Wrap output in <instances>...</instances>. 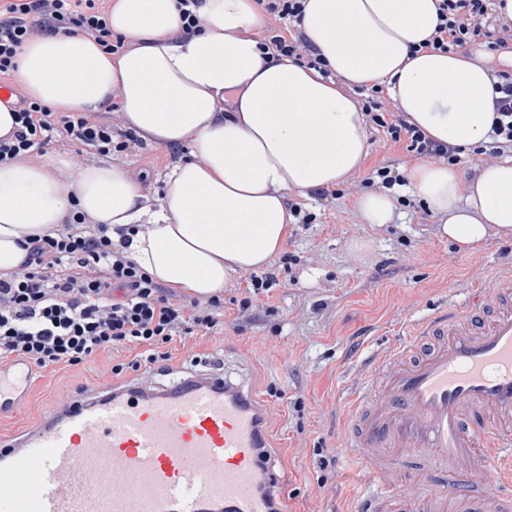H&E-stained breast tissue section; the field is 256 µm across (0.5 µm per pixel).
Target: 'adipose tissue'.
<instances>
[{
	"instance_id": "adipose-tissue-1",
	"label": "adipose tissue",
	"mask_w": 512,
	"mask_h": 512,
	"mask_svg": "<svg viewBox=\"0 0 512 512\" xmlns=\"http://www.w3.org/2000/svg\"><path fill=\"white\" fill-rule=\"evenodd\" d=\"M200 28L181 39L176 0H111L127 49L104 53L84 33H35L15 79L57 112H105L149 144L188 146L147 206L126 169L98 161L69 181L66 158L0 163V271L19 268L29 238L51 232L71 208L121 229L148 225L127 252L155 281L199 296L222 293L240 272L265 267L284 247L283 192L330 188L361 170L368 129L346 87L385 85L432 139L469 150L489 140L488 69L462 53L412 46L432 33L434 0H306L302 28L330 77L288 57L262 55L266 18L255 0H199ZM406 189L438 217L440 233L470 250L489 234L512 236V159L464 179L420 160Z\"/></svg>"
}]
</instances>
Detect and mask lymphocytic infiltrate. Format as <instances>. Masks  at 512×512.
<instances>
[{"label": "lymphocytic infiltrate", "instance_id": "lymphocytic-infiltrate-1", "mask_svg": "<svg viewBox=\"0 0 512 512\" xmlns=\"http://www.w3.org/2000/svg\"><path fill=\"white\" fill-rule=\"evenodd\" d=\"M107 0H0V80L15 74L17 56L35 30L86 33L108 54L125 49L123 36L108 22ZM276 19L258 35L269 58L288 56L318 72L326 64L301 27L304 0H256ZM437 23L428 47L457 52L481 46L512 53V17L497 0H435ZM496 116L490 150L512 152V73L492 70ZM382 86H372L362 104L366 122L393 141L407 139L409 152L448 165L461 162L460 147L437 142L412 124L400 108H385ZM17 125L0 139V163L30 159L50 143L66 142L108 156L134 143L117 140L112 115L64 114L14 89L9 102ZM220 297L177 299L153 280L112 239L110 228L82 212L68 215L52 233L31 238L23 265L0 273V361L14 358L46 368L76 366L94 356L142 349L146 362L170 360L174 337L216 332Z\"/></svg>", "mask_w": 512, "mask_h": 512}]
</instances>
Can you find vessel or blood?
<instances>
[{
    "instance_id": "b4317fda",
    "label": "vessel or blood",
    "mask_w": 512,
    "mask_h": 512,
    "mask_svg": "<svg viewBox=\"0 0 512 512\" xmlns=\"http://www.w3.org/2000/svg\"><path fill=\"white\" fill-rule=\"evenodd\" d=\"M512 273L472 305L408 326L370 361L345 416L360 469L376 476L411 451L444 473L414 512L448 501L498 464V488L469 512H512ZM33 370L0 373V419L16 416ZM264 407L222 375L166 388L102 382L0 440V512H281Z\"/></svg>"
}]
</instances>
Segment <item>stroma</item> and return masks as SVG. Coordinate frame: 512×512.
<instances>
[{
	"label": "stroma",
	"mask_w": 512,
	"mask_h": 512,
	"mask_svg": "<svg viewBox=\"0 0 512 512\" xmlns=\"http://www.w3.org/2000/svg\"><path fill=\"white\" fill-rule=\"evenodd\" d=\"M185 148L131 146L115 157L142 185L150 205L163 199L164 174L186 159ZM405 143L370 131L359 173L337 185L335 196L285 190L300 203L306 223L294 224L282 252L266 271L270 290L247 297L251 272L225 286L224 329L174 341L166 363L124 369V379L159 383L169 370L223 368L244 381L267 406L265 430L274 471L288 474V512H364L366 477L345 445L341 395L354 372L397 342L404 323L447 307L466 285L489 287L512 270V239L490 233L462 251L437 233L438 219L418 199L398 202V219L362 223L357 198L377 168L414 163ZM112 360L97 356L77 367L34 370L35 388L16 417L0 419V434L23 430L47 400L61 402L111 379Z\"/></svg>",
	"instance_id": "35a3bbf8"
}]
</instances>
